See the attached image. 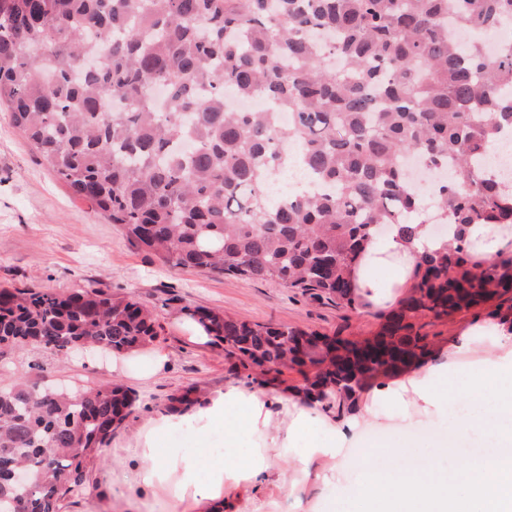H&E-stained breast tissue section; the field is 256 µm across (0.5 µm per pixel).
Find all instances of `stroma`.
<instances>
[{
    "label": "stroma",
    "instance_id": "35a3bbf8",
    "mask_svg": "<svg viewBox=\"0 0 512 512\" xmlns=\"http://www.w3.org/2000/svg\"><path fill=\"white\" fill-rule=\"evenodd\" d=\"M0 286L72 293L98 288L116 296H132L146 306L161 326L156 349L166 353L165 368L148 380L113 370L108 353L67 358L38 345L0 355V387L18 377L45 387L70 390L118 383L137 398L134 413L112 437L111 453L90 467L86 492L64 502L60 512H130L112 495L123 467L116 451L137 439L144 422L163 411L168 398L196 387L209 394L224 385L243 383L231 369L223 347L192 342L181 316L198 308L241 321L288 325L325 334L339 329L369 335L379 324L380 310L363 302L348 306L316 300L282 284L243 281L196 269L174 268L128 242L123 229L95 213L40 161L34 147L14 129L0 109ZM305 445L296 439L280 455L270 480L257 496L279 505V512H349L350 495L362 481L360 467L344 463L327 484L309 478L298 488L293 453Z\"/></svg>",
    "mask_w": 512,
    "mask_h": 512
}]
</instances>
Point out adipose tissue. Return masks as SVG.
<instances>
[{
	"label": "adipose tissue",
	"instance_id": "adipose-tissue-1",
	"mask_svg": "<svg viewBox=\"0 0 512 512\" xmlns=\"http://www.w3.org/2000/svg\"><path fill=\"white\" fill-rule=\"evenodd\" d=\"M468 238L478 260L512 252V226L507 224L471 225ZM442 246V241L426 236L410 245L392 234L374 239L352 272L357 294L374 304L396 302L419 255ZM380 267L393 273L394 287L385 294L375 277ZM499 344L501 354L479 361L466 378L447 379L440 367L428 363L368 394L374 402L408 406L402 418L407 425L414 412H436L452 398H467L471 413L439 443L448 455L447 467L410 468L407 450L414 447V438L398 436L385 449H373L360 441L357 419H335L299 396L281 399L276 414L264 389L230 383L210 393L203 406L145 421L127 450L133 463L127 488L162 491L187 512H221L225 493L259 489L272 472L273 451L289 448L305 432L309 442L298 458L301 477H309L318 462L349 452L362 463L364 481L353 493L351 512H512V391L498 392L488 383L490 376L512 375V334H500ZM184 427L196 435L195 453L186 454L174 445L158 447L157 431ZM216 432L229 450L221 459L209 446ZM247 438L256 439V446L236 455Z\"/></svg>",
	"mask_w": 512,
	"mask_h": 512
}]
</instances>
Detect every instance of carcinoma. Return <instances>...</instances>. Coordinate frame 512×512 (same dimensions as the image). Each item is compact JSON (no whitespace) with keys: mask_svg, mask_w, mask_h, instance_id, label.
I'll return each instance as SVG.
<instances>
[{"mask_svg":"<svg viewBox=\"0 0 512 512\" xmlns=\"http://www.w3.org/2000/svg\"><path fill=\"white\" fill-rule=\"evenodd\" d=\"M508 18L512 0H0V106L77 199L172 267L351 306V272L374 237L396 227L410 243L446 225L449 244L420 255L373 336H337L305 359L291 347L304 329L191 313L227 360L264 366L250 383L285 392L294 372L340 416L369 384L432 357L457 316L512 332V252L475 262L466 235L512 224V186L484 164L512 129V40L494 55L454 40ZM228 88L273 107L230 111ZM292 146L331 190L272 205L267 181ZM410 154L435 176L428 208L405 174ZM158 328L132 297L0 288L6 348L31 337L62 357L124 353ZM135 403L114 383L0 389V491L21 512H60ZM200 404L188 388L164 412ZM21 467L37 473L33 487L10 481Z\"/></svg>","mask_w":512,"mask_h":512,"instance_id":"1","label":"carcinoma"}]
</instances>
